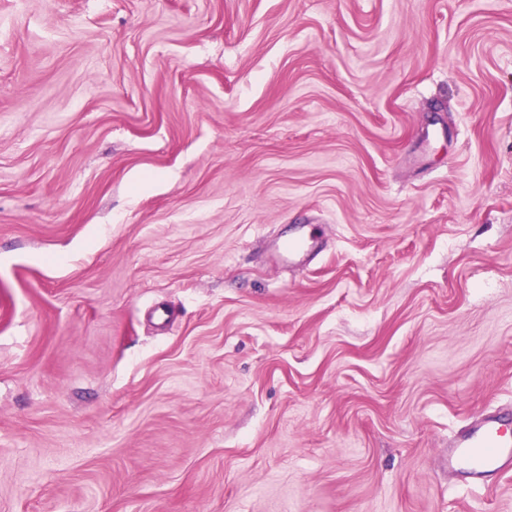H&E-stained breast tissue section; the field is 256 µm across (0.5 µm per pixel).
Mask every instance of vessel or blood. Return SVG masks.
Masks as SVG:
<instances>
[{
	"label": "vessel or blood",
	"mask_w": 512,
	"mask_h": 512,
	"mask_svg": "<svg viewBox=\"0 0 512 512\" xmlns=\"http://www.w3.org/2000/svg\"><path fill=\"white\" fill-rule=\"evenodd\" d=\"M446 465L451 472L468 475L474 485L487 474L512 472V429L491 411L472 416L449 443Z\"/></svg>",
	"instance_id": "obj_1"
}]
</instances>
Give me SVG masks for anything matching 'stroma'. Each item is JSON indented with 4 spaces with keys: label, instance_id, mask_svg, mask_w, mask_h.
<instances>
[{
    "label": "stroma",
    "instance_id": "35a3bbf8",
    "mask_svg": "<svg viewBox=\"0 0 512 512\" xmlns=\"http://www.w3.org/2000/svg\"><path fill=\"white\" fill-rule=\"evenodd\" d=\"M489 409L512 0H0V512H512ZM448 471L468 475L470 485H483L490 473L512 472V432L499 414L482 412L448 444Z\"/></svg>",
    "mask_w": 512,
    "mask_h": 512
}]
</instances>
